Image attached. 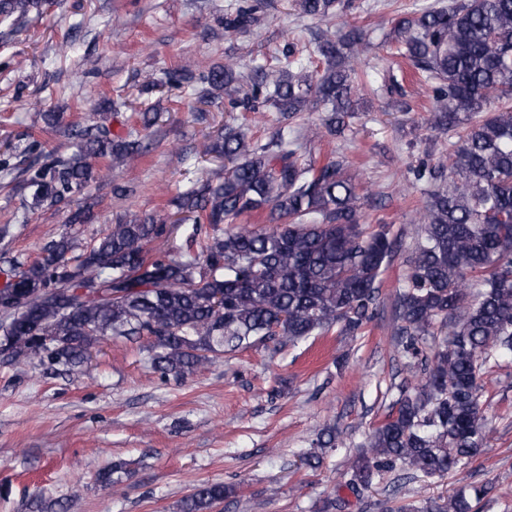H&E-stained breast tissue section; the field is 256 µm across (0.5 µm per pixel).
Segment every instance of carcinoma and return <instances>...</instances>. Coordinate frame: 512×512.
Returning a JSON list of instances; mask_svg holds the SVG:
<instances>
[{"mask_svg":"<svg viewBox=\"0 0 512 512\" xmlns=\"http://www.w3.org/2000/svg\"><path fill=\"white\" fill-rule=\"evenodd\" d=\"M300 14L327 18L351 0H293ZM46 0H0V21L28 24L42 17ZM260 0H239L224 14V31L257 20ZM365 41L358 27L337 39L322 34L318 56L292 45L275 66L249 76L252 96L235 97L244 76L235 63L200 73L187 63L165 84L193 82L208 101L221 94L243 110L256 99L279 112L288 130L271 141L249 140L226 127L205 139L199 153L225 161L201 183L171 200L186 214L188 246L200 252L151 253L166 222L152 216L119 218L88 249L63 234L38 259L14 262L0 285V350L11 363L81 372L85 351L108 337L140 343L153 369L185 378L216 355L255 341L287 344L336 326L356 336L373 319L381 275L400 248L385 228L362 221L355 176L338 156L306 157L293 123L320 107L322 128L339 131L355 111L354 92ZM393 56L408 60L413 77L432 85V124L451 134L448 164H423L422 222L399 292L398 341L424 380L398 388L384 419L367 436V452L350 466L349 485L369 486L383 471L444 475L487 447L489 430L478 383L479 358L494 349L512 354V0H453L396 20ZM125 103L107 99L103 111L62 124L45 112L47 126L72 140L74 151L55 156L35 143L37 158L24 169V205L36 210L110 179L109 158L136 162L144 147L137 132L112 137L108 115ZM266 214V227L242 224ZM95 288L94 297L76 294ZM224 306L216 309L215 298ZM441 335L431 353L424 337ZM126 471L116 461L95 477L111 485ZM459 493L405 506L408 512H473ZM232 488L203 483L182 512H210Z\"/></svg>","mask_w":512,"mask_h":512,"instance_id":"1","label":"carcinoma"}]
</instances>
